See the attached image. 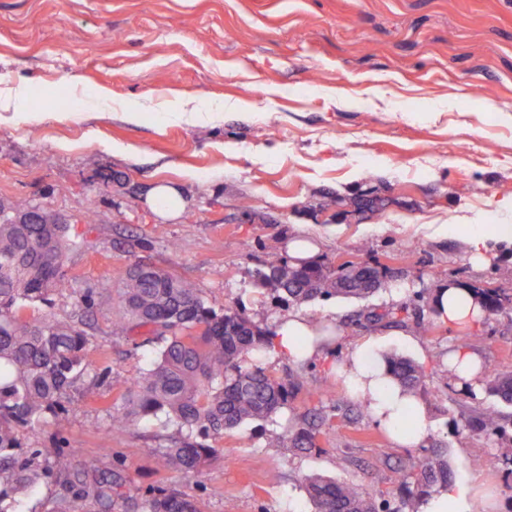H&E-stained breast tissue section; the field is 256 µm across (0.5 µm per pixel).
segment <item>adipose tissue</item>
I'll use <instances>...</instances> for the list:
<instances>
[{
  "mask_svg": "<svg viewBox=\"0 0 512 512\" xmlns=\"http://www.w3.org/2000/svg\"><path fill=\"white\" fill-rule=\"evenodd\" d=\"M439 318L458 328H466L479 321L483 315L480 305L468 289L441 287L437 290ZM273 349L295 363H305L316 358L330 357L335 338H317L306 318L299 314L276 322L272 327ZM384 344L376 337L358 342L347 356L333 366V371L343 379L352 396L360 401L370 418L387 429L394 442L404 448H414L428 437V417L422 402H410L401 389L392 383L383 358ZM414 408L416 426L405 432L400 428L407 408Z\"/></svg>",
  "mask_w": 512,
  "mask_h": 512,
  "instance_id": "obj_1",
  "label": "adipose tissue"
}]
</instances>
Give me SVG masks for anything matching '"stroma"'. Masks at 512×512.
Listing matches in <instances>:
<instances>
[{"instance_id": "obj_1", "label": "stroma", "mask_w": 512, "mask_h": 512, "mask_svg": "<svg viewBox=\"0 0 512 512\" xmlns=\"http://www.w3.org/2000/svg\"><path fill=\"white\" fill-rule=\"evenodd\" d=\"M19 87L31 118L0 108V201L66 219L78 243L66 273L100 290L89 318L99 366L127 378L153 352L144 331L107 334L118 307L103 289L132 265L192 280L208 305H245L269 328L289 309L261 296L254 274L308 236L318 259L385 265L389 283L299 313L331 324L337 356L377 334L387 352L416 358L431 421L421 446L398 447L328 361L298 368L272 352L268 365L300 373L299 387L273 420L225 434L194 480L157 468L162 421L102 447V406L87 399L58 417L43 447L122 465L144 491L181 485L203 512H310L302 475L347 480L395 506L413 457L440 443L449 484L473 488L475 512H512V463L473 467L497 444L456 425L461 408L496 401L447 364L472 351L512 372V321L487 314L466 329L437 319L429 335L410 330L421 298L448 283L512 297V241L494 231L512 224V0H0V97ZM160 184L180 197L165 216L152 203ZM335 194L384 207L344 213ZM476 227L487 237L482 266L470 259ZM315 408V448L266 454L267 437Z\"/></svg>"}]
</instances>
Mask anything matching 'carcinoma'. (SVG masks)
Returning a JSON list of instances; mask_svg holds the SVG:
<instances>
[{"label":"carcinoma","mask_w":512,"mask_h":512,"mask_svg":"<svg viewBox=\"0 0 512 512\" xmlns=\"http://www.w3.org/2000/svg\"><path fill=\"white\" fill-rule=\"evenodd\" d=\"M65 224L0 223V512H22L23 497L45 486L46 512H202L198 499L175 487L142 493L123 470L88 458L77 448H34L58 413L100 390L119 397L95 424L103 439L135 426L146 416L163 417L171 432L151 449L157 464L189 481L217 458V440L246 422L270 420L288 405L297 378L283 380L263 363L271 350L269 330L256 324L244 306L217 310L196 284L163 269L140 264L118 289L122 312L107 335L127 338L146 330L144 343L155 358L139 373L117 382L111 369L93 358L95 336L86 330L97 289L76 290L65 271L66 252L79 243L66 237ZM387 272L366 262L334 266L324 260L287 261L256 272L262 293L301 306L332 297L360 299L386 283ZM484 312L512 319V300L488 288H473ZM77 299L70 319L29 320L22 311L51 306L54 297ZM388 372L411 398L420 396L425 374L416 362L387 357ZM486 390L512 405V374L482 363ZM463 427L488 437L504 432L501 415L488 408L460 414ZM318 425L303 419L268 438L267 453L316 447ZM448 460L440 448L420 457L405 479L413 488L398 507L377 502L349 482L315 474L302 485L315 512H420L422 495L448 485Z\"/></svg>","instance_id":"cac0c4a2"}]
</instances>
